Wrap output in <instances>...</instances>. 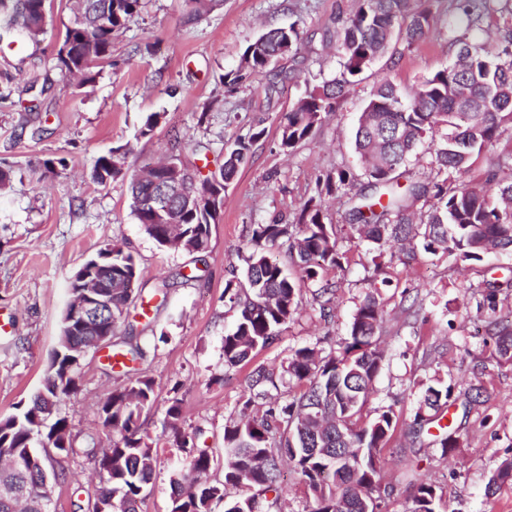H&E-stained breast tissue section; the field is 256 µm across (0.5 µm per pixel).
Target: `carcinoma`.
Returning a JSON list of instances; mask_svg holds the SVG:
<instances>
[{
  "label": "carcinoma",
  "mask_w": 512,
  "mask_h": 512,
  "mask_svg": "<svg viewBox=\"0 0 512 512\" xmlns=\"http://www.w3.org/2000/svg\"><path fill=\"white\" fill-rule=\"evenodd\" d=\"M426 0H362L355 17L341 35V56L335 76L313 87L288 113L281 126L280 146L292 150L307 139L322 116L336 110L354 78L389 48L395 34L407 47L425 39L435 24ZM467 24L451 30L457 59L425 77L407 103L395 85L385 80L372 90L360 113L355 149L368 179L367 190L356 194L349 221L365 241L379 252L397 244L413 255L453 256L460 261L478 260L486 250H512V160H500L487 173L485 183L494 186H448V176L467 170L472 155L493 145L512 123V23L493 43H479L470 36L483 20L488 0H464ZM140 0H77L63 39L56 52V66L63 76L83 75L91 82L93 62L112 56V36L138 13ZM9 15L6 31L20 47L36 48L46 33L47 14L42 0H0V10ZM299 30L291 25L273 28L251 43L242 61L251 69H264L271 62L297 53ZM265 135L253 129L239 137L236 148L224 154L218 178L229 184L246 161L253 143ZM430 141L437 175L445 178L429 183L408 180L400 188L398 177L409 155ZM178 177L180 186L192 194L186 205L175 193L168 198L165 223L152 210L141 206L162 184ZM92 177L99 183L123 179L128 183L131 207L145 233L158 244L189 254L202 253L209 245L210 225L219 208L197 202L213 175L201 176L200 168H189L177 157L142 175L125 169V155L116 149L95 161ZM351 173L343 168L327 174L317 196L307 200L294 224H254L245 256L243 279L230 280L224 297L239 313L233 332L224 336V365L236 368L252 360L255 353L280 335L298 308L299 286L272 260L268 251L280 243L297 252L305 277L319 283L313 299L326 313L334 285L319 280L322 264L340 265V252L333 225L324 222L322 197L345 193L352 186ZM425 209L419 221L412 219L417 202ZM97 256L111 266L112 314L106 317L110 335L127 317L128 306L141 294L139 266L130 253L107 244ZM499 282L489 283L479 307L495 312ZM383 310L378 294L368 292L356 304L348 337L339 348L326 351L303 346L292 351L282 369L260 368L248 390L240 396L237 417L224 424L223 482L209 481L214 459L198 446L200 431L186 432L182 409L173 400L166 410L162 435L153 440L141 434L140 418L154 403L153 382L139 376L112 390L100 407L102 425L118 432L108 447L89 434L84 445L68 432L67 421L43 420L53 413L63 397L73 393L57 389L53 378L63 371L70 348L96 347L93 334L59 337L51 356L42 391L17 413L0 419V512H52V496L65 481L64 470L47 473L37 464L40 455L34 437H40L44 453L54 449L65 458L92 459L100 473L94 498L87 500L93 512H138L142 494L151 483L159 455V441L181 449L188 466L176 481L171 512H212L224 503V512H266L272 507L267 494L280 497L278 467L287 461L300 475L315 506L312 512H365L381 509L382 453L395 433L393 406L374 410V417L361 422L384 355L377 347L383 328ZM489 339L499 356L512 362V329L489 323ZM114 353L128 363L143 359L133 337L115 343ZM292 380L302 390L280 400V388ZM454 387L427 383L414 414L418 427L438 420L455 405ZM437 443L446 456L460 447L452 426L439 427ZM512 483V456L503 458L486 486L492 496L505 483ZM230 489L250 495L226 500ZM411 512H444L443 488L421 482L415 485Z\"/></svg>",
  "instance_id": "carcinoma-1"
}]
</instances>
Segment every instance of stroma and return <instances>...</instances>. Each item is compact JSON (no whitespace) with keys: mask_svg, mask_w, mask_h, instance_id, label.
I'll return each instance as SVG.
<instances>
[{"mask_svg":"<svg viewBox=\"0 0 512 512\" xmlns=\"http://www.w3.org/2000/svg\"><path fill=\"white\" fill-rule=\"evenodd\" d=\"M360 0H217L213 9L190 16L186 0H142V7L112 40L111 62L98 63L94 83L79 87L55 67L57 34L71 17V0H52L47 33L37 52L13 54L0 39V166L11 168V189L0 192V319L13 321L0 334V417L14 413L41 387L58 346L69 282L78 267L107 243L135 256L148 308L132 304L117 336L134 332L146 353L144 375L154 382L156 402L141 417V431L157 437L172 399H180L186 432L200 431V445L214 457L211 476L223 477L224 424L234 412L255 368H277L292 350L323 338L341 341L356 303L377 291L383 306L386 360L370 408L392 406L397 430L382 455L381 483L387 489L382 512H410L414 484L427 480L445 491L447 512H512V485L489 496L485 488L498 463L512 456V363L501 362L484 345L486 313L475 295L485 284L512 271V251L479 260L408 259L398 250L374 256L349 223L351 194L326 199L345 257L324 266L321 279L335 282L332 315L321 318L312 297L316 285L304 280L287 247L271 255L300 281L299 311L279 339L260 349L249 364L224 365V336L237 313L224 301V287L243 262L238 253L253 224H292L316 194L319 179L336 168L367 180L354 151L353 133L373 88L382 80L412 95L425 76L455 57L448 25L463 23L458 0H433L444 27L414 46L397 43L360 74L296 149L280 146V127L294 104L313 85L331 79L340 53V33ZM297 25V55L273 71L241 70L246 47L265 29ZM238 75L226 85L225 75ZM161 120L141 136L147 117ZM264 129L249 159L224 193V205L210 227L206 252L188 254L160 247L131 212L127 186L92 180L95 160L123 148L126 165L139 169L169 155L194 166L205 147L209 170L249 128ZM66 165L50 172L49 159ZM382 284H374L375 265ZM103 349L80 360L78 389L57 408L76 439L108 437L100 406L127 377L110 367ZM437 379L463 397L482 381L485 404L450 408L448 418L462 444L443 456L428 430L413 434L423 383ZM66 484L56 486L55 512H74L73 491L94 490L95 463L80 457L59 462ZM184 468L175 448L161 451L155 475L138 512H171V484Z\"/></svg>","mask_w":512,"mask_h":512,"instance_id":"obj_1","label":"stroma"}]
</instances>
